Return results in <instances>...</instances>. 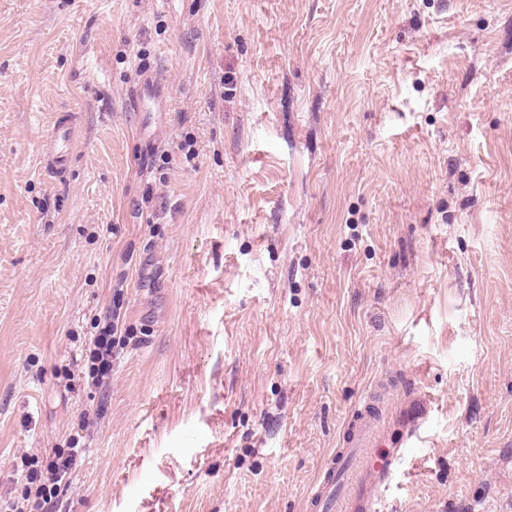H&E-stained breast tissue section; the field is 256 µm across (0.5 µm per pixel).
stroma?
Wrapping results in <instances>:
<instances>
[{
    "label": "stroma",
    "mask_w": 512,
    "mask_h": 512,
    "mask_svg": "<svg viewBox=\"0 0 512 512\" xmlns=\"http://www.w3.org/2000/svg\"><path fill=\"white\" fill-rule=\"evenodd\" d=\"M368 392L354 512H512V0H0V506L305 512ZM159 77L152 70H145L140 75L138 88L132 99V107L137 112H156L159 106ZM72 137L71 119L60 117L54 126L48 155L49 167L52 171L59 172L67 165L70 154L69 145ZM120 309L119 304H114L103 324L99 320L94 326L97 332L92 340L93 347L89 349L88 376L96 386L107 385L112 372L113 356L129 337ZM77 444L78 441H74L67 451L55 449L54 455L46 466L43 478L38 481H30L26 485L24 501L32 500L41 512L50 511L49 509L61 490L69 486L72 470L85 451V448H76Z\"/></svg>",
    "instance_id": "35a3bbf8"
}]
</instances>
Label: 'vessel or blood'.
<instances>
[{"label":"vessel or blood","instance_id":"vessel-or-blood-1","mask_svg":"<svg viewBox=\"0 0 512 512\" xmlns=\"http://www.w3.org/2000/svg\"><path fill=\"white\" fill-rule=\"evenodd\" d=\"M159 77L152 70L140 75L132 107L138 112H153L159 106ZM73 137L70 119L59 118L51 137L48 161L52 171L65 168L69 161V145ZM382 414L373 396L359 399L343 430L340 446L322 468L314 487L305 500L307 512H349L348 501L352 488L363 470L388 474L389 463L375 458L371 450L378 436Z\"/></svg>","mask_w":512,"mask_h":512}]
</instances>
